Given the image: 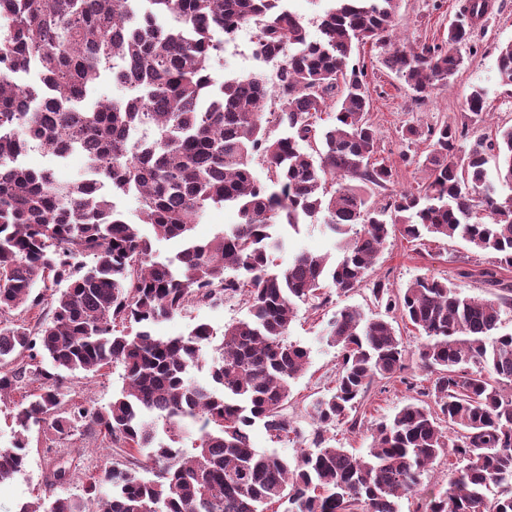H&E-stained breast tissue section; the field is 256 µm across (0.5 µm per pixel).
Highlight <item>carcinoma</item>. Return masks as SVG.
I'll return each mask as SVG.
<instances>
[{
	"label": "carcinoma",
	"instance_id": "obj_1",
	"mask_svg": "<svg viewBox=\"0 0 512 512\" xmlns=\"http://www.w3.org/2000/svg\"><path fill=\"white\" fill-rule=\"evenodd\" d=\"M401 0H336L311 40L282 0H148L129 15L128 0H0V317L51 291L52 316L36 330L0 326V400L20 382L39 392L14 415L19 427L0 448V484L25 470L24 433L79 427L136 452L152 478L113 465L88 478L86 498L56 497L20 512H399L439 458L455 460L448 483L419 499L416 512H512V333L498 335L512 284V194L488 179L496 151L499 184L512 190V127L475 140L455 156L464 130L446 121L410 124V142L427 135L425 181L380 206L368 190L391 168L375 162L377 133L355 49H381L383 65L418 100L448 87L464 58L471 22L487 0H469L439 43L399 35ZM255 26L254 55L278 61L277 81L259 73L218 80L216 32ZM512 85V40L497 57ZM38 73V81L26 76ZM105 73L123 95L86 101ZM467 118L485 121L486 98L464 99ZM331 116L317 127L322 114ZM282 133L273 135V128ZM52 159L79 151L87 174L68 184L50 168H26L29 149ZM265 165L266 179L252 164ZM132 195L141 224L181 248L153 259L152 241L118 208ZM233 205L240 222L207 242L191 236L211 206ZM323 217L339 259L302 251L270 269V251L287 234ZM462 240L494 255L477 275L500 294L461 295L448 280L418 277L392 290L372 283L387 318L357 307L335 313L326 342L341 357L335 386L312 405L306 437L285 413L291 381L308 350L288 341L298 304L349 293L390 237ZM91 258L92 263L84 262ZM242 296L250 316L224 327L214 386L188 379L213 331L199 323L161 339L151 326L202 302ZM418 331L417 356L430 385L406 380L407 350L394 323ZM46 359L50 368H29ZM119 364L123 386L104 408L67 398L64 374ZM394 378L418 398L371 428L364 455L333 444L329 427L360 430L359 416L378 380ZM309 443L294 460L259 452L250 431ZM197 434L192 448L181 446Z\"/></svg>",
	"mask_w": 512,
	"mask_h": 512
}]
</instances>
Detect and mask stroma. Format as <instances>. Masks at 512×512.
Returning a JSON list of instances; mask_svg holds the SVG:
<instances>
[{
	"instance_id": "stroma-1",
	"label": "stroma",
	"mask_w": 512,
	"mask_h": 512,
	"mask_svg": "<svg viewBox=\"0 0 512 512\" xmlns=\"http://www.w3.org/2000/svg\"><path fill=\"white\" fill-rule=\"evenodd\" d=\"M488 13L475 26L470 43L463 47L464 64L449 86L435 91L428 99L414 100L407 85L387 70L380 62L381 51L371 44L360 46L353 57L364 67L371 107L368 117L378 131L377 161L391 166L393 177L385 187L373 189L376 202L386 203L396 194L416 187L423 174L417 167L419 159L429 153L428 140L407 143L402 137L406 126L419 124L433 126L441 121L461 123L466 119L463 108L465 97L476 88L483 89L490 118L477 126H469V138L494 133L501 126H512V87L503 85L497 71V56L502 43L512 40V0H489ZM467 0H401L399 28L409 39L418 42H441L452 21L462 11ZM252 35L242 36L237 48L220 52L213 61L217 79H232L248 73L263 74L275 81L277 65L257 59L253 54ZM305 249L316 254L336 257L334 238L324 232L320 224L301 226L287 250L276 251L272 259L286 266L290 252ZM492 257L478 253L462 241L430 240L419 246L401 237L390 238L369 273L370 280H383L391 288L399 289L420 277L448 279L463 295L490 298L494 289L486 287L476 269L488 266ZM346 306L361 308L367 315L383 314V307L373 300L368 288L361 287L349 293H336L326 307L312 309L300 306L289 328V341L300 343L310 351L306 372L291 385V396L286 412L289 419L304 433L313 430L311 404L334 387L338 369L337 351L319 340L327 321ZM249 308L242 297L225 300L220 305H196L181 314L154 325V335L182 336L199 323L208 324L215 334H223L225 325L246 318ZM123 369L112 365L97 373H77L67 380L70 397L89 407L107 406L123 384ZM409 395L404 384L383 380L375 383L364 407L365 421L358 433H350L344 424H337L332 433L337 443L356 454L365 453L371 443L372 424L391 417ZM30 449L24 472L0 485V512H18L19 507L37 498L47 496L46 479L49 458L60 456L75 467L71 480L60 487L59 493L75 499L84 495V486L90 474L114 465L128 464L129 456L123 449L107 446L100 437L76 431L60 437L50 431H30Z\"/></svg>"
}]
</instances>
